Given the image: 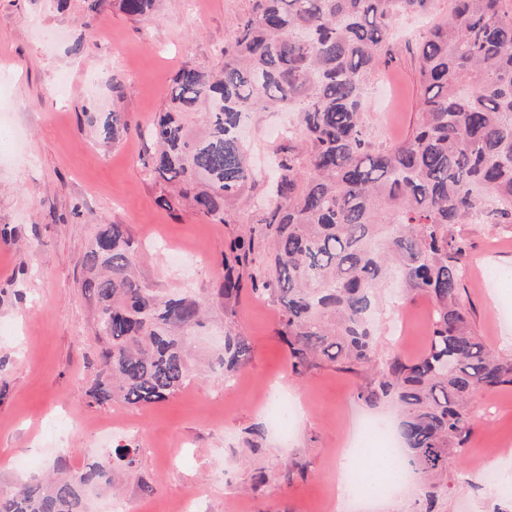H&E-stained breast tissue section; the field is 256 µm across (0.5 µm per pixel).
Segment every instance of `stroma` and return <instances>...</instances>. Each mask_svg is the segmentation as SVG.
<instances>
[{"label":"stroma","mask_w":512,"mask_h":512,"mask_svg":"<svg viewBox=\"0 0 512 512\" xmlns=\"http://www.w3.org/2000/svg\"><path fill=\"white\" fill-rule=\"evenodd\" d=\"M86 0H0V489L43 473L57 457L70 470L93 462L108 425V446L136 450L118 476L127 512H170L182 500L200 512H336V463L355 414L370 408L358 393L373 373L325 363L295 373L279 335V316L243 288L236 329L252 346L241 382L224 385L219 372L191 380L166 400L132 406L96 403L89 395L102 370L93 334L94 302L82 288L83 256L95 228L127 225L140 246L139 273L162 293L208 288L224 278L230 239L249 235L251 189L237 205L236 223L217 224L189 209L158 203L143 173L149 148L136 134L165 105L171 80L185 62L220 67L221 51L251 0H165L148 22L105 6L90 26L79 17ZM423 20L394 25L387 53L367 85L364 120L372 143L388 146L410 132L421 95L414 39ZM81 51H74L75 41ZM125 113L132 127L122 141L95 140L90 116ZM291 112H261L248 139L257 171L266 170L276 132ZM469 260L493 281L468 277L462 301L473 328L494 351L512 353V224H465ZM397 281L382 291L374 356L408 359L428 344L431 306L401 303ZM224 337V304L211 301L207 321L192 336L191 360H215ZM301 400L302 411L279 432L264 405L265 386ZM476 423L440 490L434 512H512L502 483L477 476L475 466L512 445V386L474 394ZM393 414L391 400L371 408ZM266 475L257 484V475Z\"/></svg>","instance_id":"1"}]
</instances>
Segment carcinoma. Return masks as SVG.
I'll return each mask as SVG.
<instances>
[{"mask_svg": "<svg viewBox=\"0 0 512 512\" xmlns=\"http://www.w3.org/2000/svg\"><path fill=\"white\" fill-rule=\"evenodd\" d=\"M224 44L217 68L185 64L147 129V176L167 207L187 206L232 224L233 206L257 183L241 136L260 112H295V137L275 151L266 199L252 211L259 236H236L224 253V375L251 355L234 306L249 272L252 291L278 309L280 336L297 372L333 363L374 371L358 399L396 401L401 452L395 466L425 481L433 512L436 479L448 476L467 443L473 394L512 385V355L477 335L460 298L470 245L458 227L475 208L489 224H512V0H251ZM161 0H117L149 20ZM427 26L415 40L422 96L403 141L381 149L364 131V96L396 20ZM117 143L121 112L96 123ZM137 246L124 224H100L83 264L97 304L95 334L105 374L90 390L98 403L168 398L195 373L184 331L202 325L209 289L162 296L136 272ZM403 299L431 303L430 343L407 360L373 363L372 321L392 272ZM132 449L116 446L71 472L33 477L0 491V512H89L88 492L110 489Z\"/></svg>", "mask_w": 512, "mask_h": 512, "instance_id": "1", "label": "carcinoma"}]
</instances>
